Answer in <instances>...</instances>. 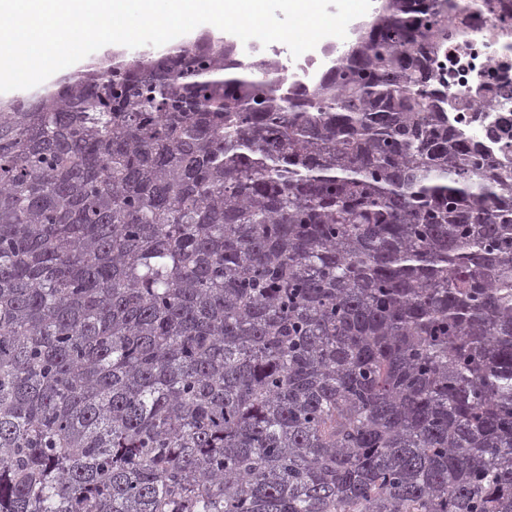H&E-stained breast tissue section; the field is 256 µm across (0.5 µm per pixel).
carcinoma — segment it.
<instances>
[{"label": "carcinoma", "mask_w": 512, "mask_h": 512, "mask_svg": "<svg viewBox=\"0 0 512 512\" xmlns=\"http://www.w3.org/2000/svg\"><path fill=\"white\" fill-rule=\"evenodd\" d=\"M308 99L209 38L0 104V512H512V167L448 0Z\"/></svg>", "instance_id": "obj_1"}]
</instances>
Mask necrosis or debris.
<instances>
[{
  "mask_svg": "<svg viewBox=\"0 0 512 512\" xmlns=\"http://www.w3.org/2000/svg\"><path fill=\"white\" fill-rule=\"evenodd\" d=\"M323 44L319 53L292 56L282 43H249L253 60L276 63L291 90L301 91L322 80L346 55L350 36ZM439 81L448 90L454 125L489 141L494 160L512 162V137L490 141V129L512 122V0H448V36L431 53Z\"/></svg>",
  "mask_w": 512,
  "mask_h": 512,
  "instance_id": "1",
  "label": "necrosis or debris"
}]
</instances>
